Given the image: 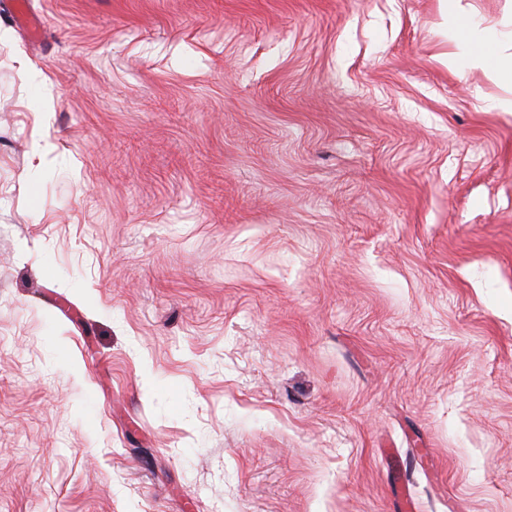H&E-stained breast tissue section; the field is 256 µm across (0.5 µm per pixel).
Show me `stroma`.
<instances>
[{"label":"stroma","instance_id":"1","mask_svg":"<svg viewBox=\"0 0 512 512\" xmlns=\"http://www.w3.org/2000/svg\"><path fill=\"white\" fill-rule=\"evenodd\" d=\"M12 2L0 512H512V87L448 0ZM456 36L463 51V59L487 66L495 71L505 82L511 80L512 85V55L498 53L495 43L486 36H480L466 18L455 16Z\"/></svg>","mask_w":512,"mask_h":512}]
</instances>
